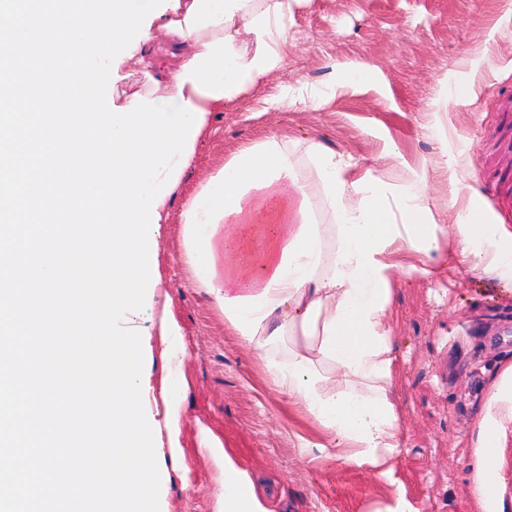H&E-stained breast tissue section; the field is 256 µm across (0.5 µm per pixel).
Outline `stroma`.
I'll return each mask as SVG.
<instances>
[{
	"label": "stroma",
	"instance_id": "obj_1",
	"mask_svg": "<svg viewBox=\"0 0 512 512\" xmlns=\"http://www.w3.org/2000/svg\"><path fill=\"white\" fill-rule=\"evenodd\" d=\"M151 33L150 59L124 61L113 98L151 90L153 60L164 75L178 69L160 27ZM279 49L280 70L209 114L156 237L153 287L133 314L151 329L142 399L156 423L160 512H224L228 459L263 512H373L399 493L414 512H471L469 424L487 379L512 358V284L450 261L447 243L432 256L437 277H394L403 438L387 482L299 454V438L327 437L267 370L288 343L264 353L225 326L187 255L180 212L241 146L274 137L305 176L319 143L394 187L425 174L437 223L453 224L473 198L485 221L512 227V0H300ZM358 65L369 69L361 85L345 76ZM166 323L177 335L162 334Z\"/></svg>",
	"mask_w": 512,
	"mask_h": 512
}]
</instances>
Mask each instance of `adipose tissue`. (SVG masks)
<instances>
[{
	"instance_id": "ef3b65f1",
	"label": "adipose tissue",
	"mask_w": 512,
	"mask_h": 512,
	"mask_svg": "<svg viewBox=\"0 0 512 512\" xmlns=\"http://www.w3.org/2000/svg\"><path fill=\"white\" fill-rule=\"evenodd\" d=\"M298 0H170L161 28L171 55L202 54L207 43L231 37L243 63L255 52L246 24L270 11L265 41L277 46ZM313 178L299 174L287 147L266 139L238 150L184 206L181 222L195 273L235 336L259 350L282 337L294 347L269 362L275 383L327 433L326 456L391 478L401 453V419L394 401L397 350L386 317L396 270L432 276L428 265L402 266L398 255L424 257L441 248V225L418 194L422 176L400 188L358 170L322 146L311 150ZM322 193L334 228L309 218L311 196ZM270 211L275 231L259 263L242 257L230 226L251 224ZM453 256L471 269L512 282V229L489 224L476 205L457 212ZM512 445V359L486 386L471 420L472 512H512V483L503 475ZM224 512H259L252 485L224 465Z\"/></svg>"
}]
</instances>
